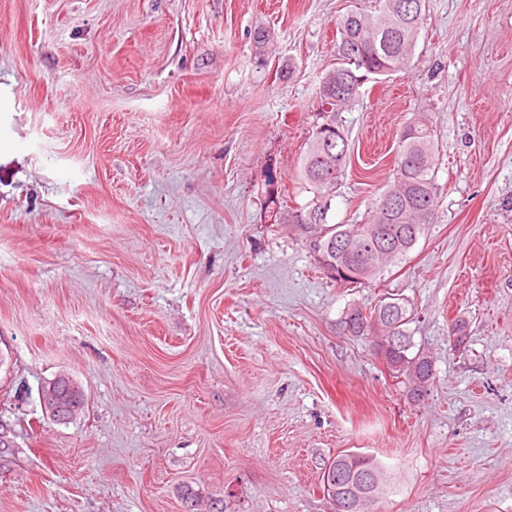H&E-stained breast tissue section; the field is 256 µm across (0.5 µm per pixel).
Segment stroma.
Segmentation results:
<instances>
[{
    "instance_id": "obj_1",
    "label": "stroma",
    "mask_w": 512,
    "mask_h": 512,
    "mask_svg": "<svg viewBox=\"0 0 512 512\" xmlns=\"http://www.w3.org/2000/svg\"><path fill=\"white\" fill-rule=\"evenodd\" d=\"M349 4L0 0V512H333L346 450L392 476L373 512H512V0H428L410 68L330 112ZM420 114L435 222L336 285L268 223L264 173L306 203L298 158L335 122L330 219L362 223ZM386 297L432 360L417 400L337 328ZM60 374L86 395L66 423ZM53 384L55 386V389H61V391L66 390V386L71 385L72 387L77 389V393L73 394V399L69 401V411H68V417H67V405L64 404V396H61L57 393H54L52 390H49L46 392L45 395L42 393V402L44 407L50 410L51 415L58 421H65L68 418H72L78 411L82 409L85 403V395L83 394L81 388L73 382L69 378V383L63 384V382H58L53 379L50 382H48L47 388H49Z\"/></svg>"
}]
</instances>
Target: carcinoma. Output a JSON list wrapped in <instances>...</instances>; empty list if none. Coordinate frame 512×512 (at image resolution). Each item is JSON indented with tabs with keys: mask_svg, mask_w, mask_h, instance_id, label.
Listing matches in <instances>:
<instances>
[{
	"mask_svg": "<svg viewBox=\"0 0 512 512\" xmlns=\"http://www.w3.org/2000/svg\"><path fill=\"white\" fill-rule=\"evenodd\" d=\"M426 0H354L337 19L339 41L336 66L323 77L321 93L331 111L348 106L363 83L380 80L410 66L421 36ZM434 130L419 115L401 130L392 180L375 202L364 224L330 222L326 204L338 185L348 159V143L336 129L332 143L311 132L298 160L302 188L313 194L304 205L291 207L279 191L280 172L267 169L266 211H276L275 223L294 224L310 238V249L320 270L332 269L331 280L341 286L370 285L405 260L428 225L434 223L439 194ZM395 313L382 316L385 301L367 309L352 305L342 311L339 329L352 336H371L373 351L387 368L411 386V395H425L433 378L432 361L413 351L409 325L414 312L408 301L393 299ZM381 463L358 452L341 451L323 467L321 478L329 498L348 499L351 512H366L365 498L379 499L387 483L365 486L360 477ZM339 477L336 482L331 478Z\"/></svg>",
	"mask_w": 512,
	"mask_h": 512,
	"instance_id": "carcinoma-1",
	"label": "carcinoma"
}]
</instances>
